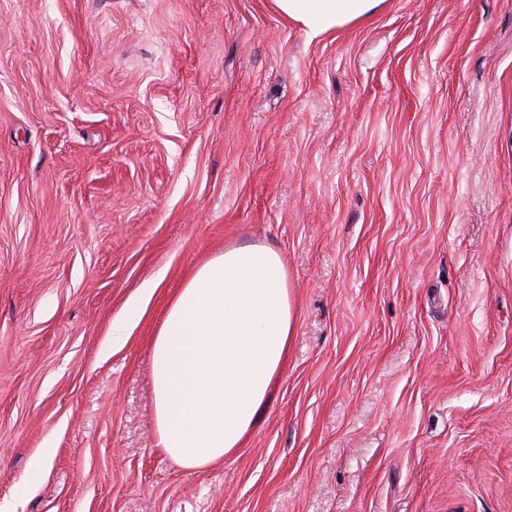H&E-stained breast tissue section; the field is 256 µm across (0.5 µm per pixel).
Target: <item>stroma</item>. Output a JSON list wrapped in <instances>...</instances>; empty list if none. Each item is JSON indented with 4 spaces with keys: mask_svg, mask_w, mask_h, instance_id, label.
<instances>
[{
    "mask_svg": "<svg viewBox=\"0 0 512 512\" xmlns=\"http://www.w3.org/2000/svg\"><path fill=\"white\" fill-rule=\"evenodd\" d=\"M248 244L287 361L185 469L155 332ZM0 512H512V0H0ZM287 19L314 36L336 32L374 16L386 0H273Z\"/></svg>",
    "mask_w": 512,
    "mask_h": 512,
    "instance_id": "35a3bbf8",
    "label": "stroma"
}]
</instances>
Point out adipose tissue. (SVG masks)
Returning a JSON list of instances; mask_svg holds the SVG:
<instances>
[{
    "label": "adipose tissue",
    "instance_id": "adipose-tissue-1",
    "mask_svg": "<svg viewBox=\"0 0 512 512\" xmlns=\"http://www.w3.org/2000/svg\"><path fill=\"white\" fill-rule=\"evenodd\" d=\"M386 0H274L312 35L374 16ZM294 316L282 255L225 249L171 301L152 353L156 444L198 469L241 446L284 368Z\"/></svg>",
    "mask_w": 512,
    "mask_h": 512
}]
</instances>
